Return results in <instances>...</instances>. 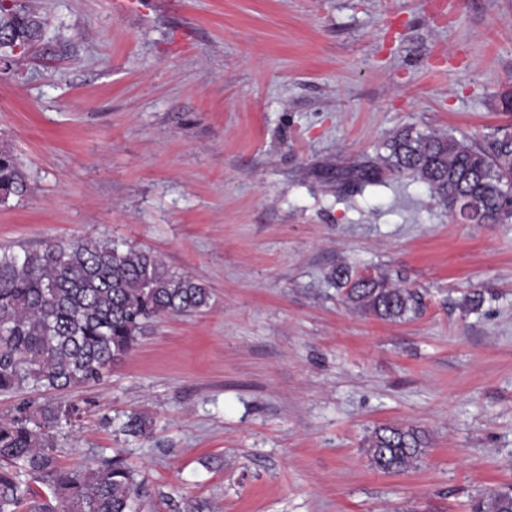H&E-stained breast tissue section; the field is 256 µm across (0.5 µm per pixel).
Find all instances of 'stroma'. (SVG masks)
<instances>
[{
	"mask_svg": "<svg viewBox=\"0 0 512 512\" xmlns=\"http://www.w3.org/2000/svg\"><path fill=\"white\" fill-rule=\"evenodd\" d=\"M26 0L47 27L0 73V144L31 192L0 247L109 239L204 283L81 404L61 467L122 455L140 512H466L512 486V224L455 220L377 161L398 129L479 141L512 122V0ZM402 274L418 319L351 310L330 275ZM480 291L478 312L465 293ZM148 437L122 433L128 415ZM426 433L415 468L364 439ZM429 441L425 432L412 426L382 424L365 439L371 465L384 472H404L421 460Z\"/></svg>",
	"mask_w": 512,
	"mask_h": 512,
	"instance_id": "35a3bbf8",
	"label": "stroma"
}]
</instances>
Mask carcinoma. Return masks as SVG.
<instances>
[{
  "label": "carcinoma",
  "instance_id": "obj_1",
  "mask_svg": "<svg viewBox=\"0 0 512 512\" xmlns=\"http://www.w3.org/2000/svg\"><path fill=\"white\" fill-rule=\"evenodd\" d=\"M44 35L40 16L19 0H0V57L23 55ZM381 165L428 185L451 215L476 224H512V131L501 128L477 144L413 126L393 133ZM29 191L13 150L0 147V203ZM331 279L353 310L387 322L426 310L418 289L387 275L338 266ZM210 293L188 274L171 272L150 251L85 239L40 249L0 248V392L66 391L100 382L125 358L146 324L163 315L198 313ZM79 404L27 402L0 417V512H138L142 482L116 454L84 469L57 464L53 431L72 424ZM150 419L133 414L122 431L143 437ZM429 441L412 426L382 424L365 439L371 465L404 472ZM47 485L38 499L30 481ZM470 512H512V490L487 488Z\"/></svg>",
  "mask_w": 512,
  "mask_h": 512
}]
</instances>
